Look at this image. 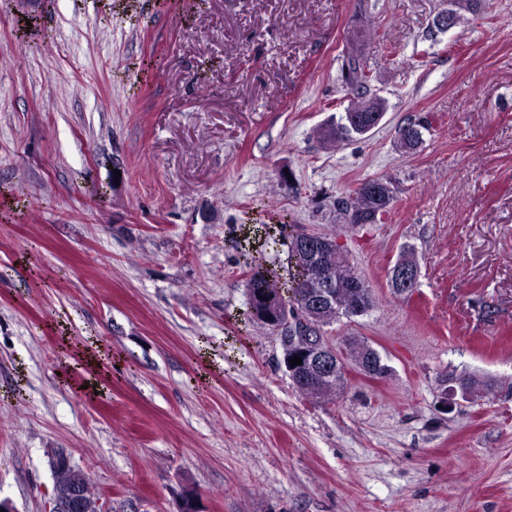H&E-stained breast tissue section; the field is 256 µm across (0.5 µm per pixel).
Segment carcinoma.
Wrapping results in <instances>:
<instances>
[{"label": "carcinoma", "instance_id": "obj_1", "mask_svg": "<svg viewBox=\"0 0 512 512\" xmlns=\"http://www.w3.org/2000/svg\"><path fill=\"white\" fill-rule=\"evenodd\" d=\"M479 0H449L448 11L453 22L462 18V13L476 9ZM341 78L344 86L353 94V100L347 107V113L339 120L323 125L316 135L327 147H338L349 140L365 135L362 129L348 125L347 114L358 115L378 113L386 109V102L379 101L370 93V77L362 52L355 46L348 51L342 64ZM379 193L374 194L364 188H356L346 198L338 201L346 223L357 226L375 224L380 216L390 209L394 200L393 191L388 183L374 180ZM288 247L287 267H256L247 279L248 312L247 318L273 327L292 316L299 309L306 310L301 304L305 296L317 295L322 286L329 282L334 287L331 303L320 306L310 316L312 333L323 331L324 327L336 322L340 317L352 318L358 313L352 310L353 302L363 306V312H369L373 305L371 291L367 287L354 288L352 284L359 275L349 261L347 254L329 247L335 242L333 237L317 233L287 232L284 236ZM347 350L354 364L364 360L379 377L389 372V366L383 363L380 354L365 341L358 338L347 339ZM304 383L298 389L311 397L333 399L343 389L345 366L339 363L331 372L318 374L311 367L301 370ZM443 382L451 394L460 393L468 398L489 389L491 382L467 373H451L444 376ZM55 478L54 489L62 490L66 485L81 479L82 471L74 466L64 470L52 468Z\"/></svg>", "mask_w": 512, "mask_h": 512}]
</instances>
